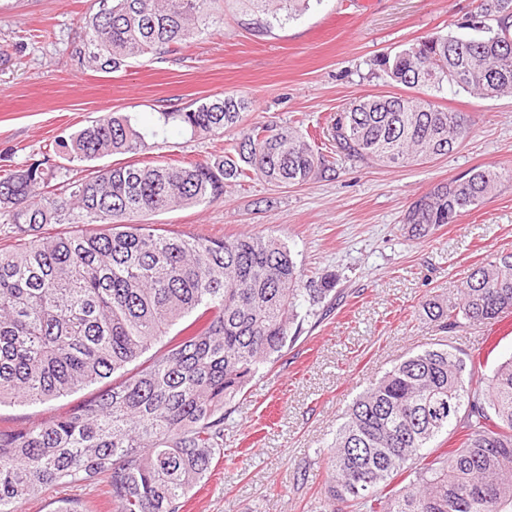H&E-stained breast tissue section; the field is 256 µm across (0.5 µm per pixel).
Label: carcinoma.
I'll return each mask as SVG.
<instances>
[{
    "label": "carcinoma",
    "mask_w": 512,
    "mask_h": 512,
    "mask_svg": "<svg viewBox=\"0 0 512 512\" xmlns=\"http://www.w3.org/2000/svg\"><path fill=\"white\" fill-rule=\"evenodd\" d=\"M222 0H99L86 26L89 61L117 71L166 52L220 21ZM245 24L268 34L322 0H245ZM474 37L433 35L379 59L407 88L448 84L482 98L512 94V0H480ZM248 102L226 95L163 124L192 133L240 128L212 160L117 163L68 176L50 157L0 174V404H37L102 384L49 420L0 429V512L46 487L101 477L113 512H180L224 450L226 406L281 353L297 319L302 273L288 246L244 234L185 238L143 218L215 202L224 184L260 175L298 185L329 170L298 131L246 123ZM462 112L371 95L336 118L349 159L385 167L444 156L470 133ZM70 162L136 155L145 135L107 112L56 141ZM502 174L474 169L415 200L414 237L453 224L493 194ZM47 224L83 230L43 237ZM427 318L453 331L512 313V252L468 275L457 302L431 300ZM166 350L136 368L155 343ZM457 348L424 349L348 407L329 446L316 512H512V357L487 382ZM455 437L451 448L433 442Z\"/></svg>",
    "instance_id": "cac0c4a2"
}]
</instances>
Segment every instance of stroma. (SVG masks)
Instances as JSON below:
<instances>
[{
    "label": "stroma",
    "mask_w": 512,
    "mask_h": 512,
    "mask_svg": "<svg viewBox=\"0 0 512 512\" xmlns=\"http://www.w3.org/2000/svg\"><path fill=\"white\" fill-rule=\"evenodd\" d=\"M477 0H323L272 34L247 29L239 0H224L219 27L176 50L115 72L80 63L85 26L97 0H0V170L53 154L57 137L112 111L146 135L138 164L214 159L233 134L195 136L162 126L164 111L234 94L247 121L314 132L331 171L302 185L260 176L230 183L222 200L151 216V223L214 239L242 234L285 242L305 280L327 279L325 299L298 301V330L281 357L233 402L224 451L190 492L182 512H315L327 480L323 451L355 397L409 355L451 345L481 358L482 373L512 357L507 318L442 332L422 314L431 299L456 300L472 268L512 251V179L458 223L409 236L402 219L435 186L471 170L512 172V95L481 98L450 87L390 84L375 65L383 53L436 34H463ZM429 100L472 116L450 154L403 167L363 164L337 154L327 134L336 113L367 94ZM96 387L37 405L0 406V428L69 411ZM112 512L103 480L56 485L19 512Z\"/></svg>",
    "instance_id": "stroma-1"
}]
</instances>
